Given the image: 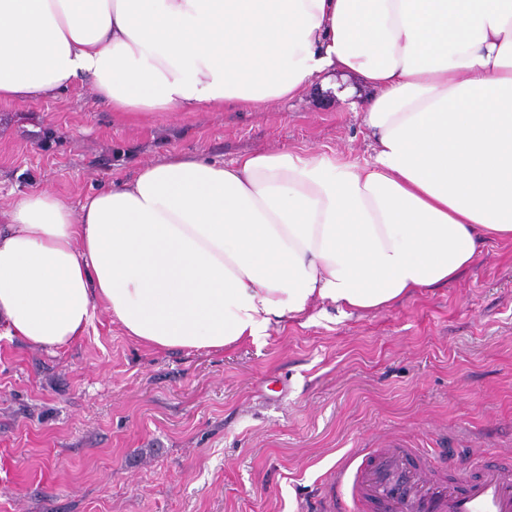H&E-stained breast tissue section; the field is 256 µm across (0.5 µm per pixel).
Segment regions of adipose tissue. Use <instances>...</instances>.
I'll use <instances>...</instances> for the list:
<instances>
[{
  "instance_id": "ef3b65f1",
  "label": "adipose tissue",
  "mask_w": 512,
  "mask_h": 512,
  "mask_svg": "<svg viewBox=\"0 0 512 512\" xmlns=\"http://www.w3.org/2000/svg\"><path fill=\"white\" fill-rule=\"evenodd\" d=\"M353 76L363 166L177 155L0 226V329L50 353L106 311L149 347L221 352L314 307H389L512 239V0H0V102L87 79L125 115L300 97Z\"/></svg>"
}]
</instances>
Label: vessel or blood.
Returning a JSON list of instances; mask_svg holds the SVG:
<instances>
[{"instance_id":"1","label":"vessel or blood","mask_w":512,"mask_h":512,"mask_svg":"<svg viewBox=\"0 0 512 512\" xmlns=\"http://www.w3.org/2000/svg\"><path fill=\"white\" fill-rule=\"evenodd\" d=\"M407 449L394 445L377 454L360 453L337 470V484L350 496L333 502V512H364L369 502L383 512H512V471L494 464L446 482L411 466Z\"/></svg>"}]
</instances>
